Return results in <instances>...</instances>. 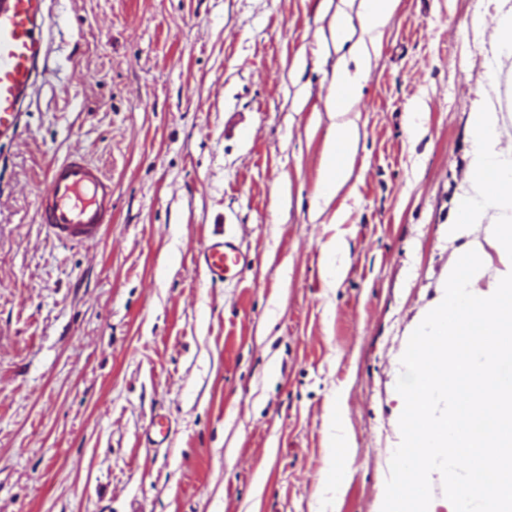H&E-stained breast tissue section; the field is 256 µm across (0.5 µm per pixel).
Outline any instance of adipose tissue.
Instances as JSON below:
<instances>
[{
  "mask_svg": "<svg viewBox=\"0 0 512 512\" xmlns=\"http://www.w3.org/2000/svg\"><path fill=\"white\" fill-rule=\"evenodd\" d=\"M357 72L338 67L327 108L346 114L356 102L367 66L354 45ZM473 149L448 235L467 253L448 263L447 293L427 314L405 355L414 383L402 393L408 427L401 448L402 487L382 512H432L431 491L442 483L449 502L480 501L485 512H512V385L502 365L512 360V135L493 101L470 117ZM359 132L340 123L327 138L316 199L329 201L352 175ZM494 248L497 263L486 258ZM470 474L457 479L459 462Z\"/></svg>",
  "mask_w": 512,
  "mask_h": 512,
  "instance_id": "obj_1",
  "label": "adipose tissue"
}]
</instances>
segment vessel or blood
I'll return each mask as SVG.
<instances>
[{
	"label": "vessel or blood",
	"instance_id": "obj_1",
	"mask_svg": "<svg viewBox=\"0 0 512 512\" xmlns=\"http://www.w3.org/2000/svg\"><path fill=\"white\" fill-rule=\"evenodd\" d=\"M47 0H0V141L21 137L26 113L40 81L48 77L50 32L46 27ZM37 213L48 233L58 241H94L112 221V182L99 166L73 155L50 165ZM212 282L237 273L248 258L221 238L209 241L198 254ZM170 422L151 420L145 437L155 447L167 443Z\"/></svg>",
	"mask_w": 512,
	"mask_h": 512
}]
</instances>
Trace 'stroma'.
I'll return each instance as SVG.
<instances>
[{
	"label": "stroma",
	"instance_id": "stroma-1",
	"mask_svg": "<svg viewBox=\"0 0 512 512\" xmlns=\"http://www.w3.org/2000/svg\"><path fill=\"white\" fill-rule=\"evenodd\" d=\"M497 9L399 0L348 114L351 178L320 206L326 98L352 61L331 28L347 14L365 40L360 0H53L52 75L0 147V512H381L404 354L464 252L469 115L493 95L512 133ZM72 153L112 180L88 245L38 222ZM219 233L250 263L215 284L197 257ZM157 415L164 448L144 438ZM336 448H347L345 451L336 455V468L346 470L349 467L352 452L349 449V441L344 433V419L340 411L336 410Z\"/></svg>",
	"mask_w": 512,
	"mask_h": 512
}]
</instances>
